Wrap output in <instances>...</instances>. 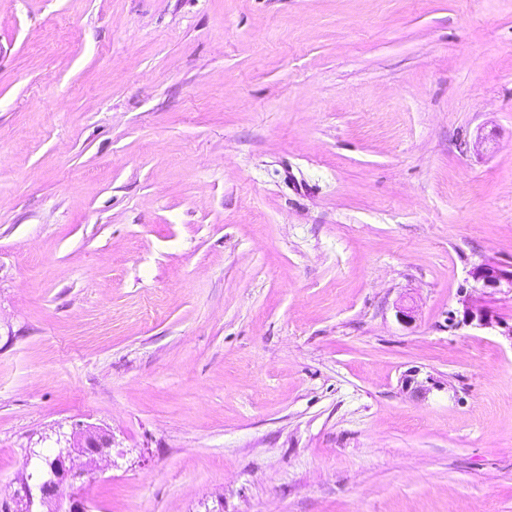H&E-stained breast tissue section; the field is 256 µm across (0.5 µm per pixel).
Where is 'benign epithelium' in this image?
I'll return each mask as SVG.
<instances>
[{
  "mask_svg": "<svg viewBox=\"0 0 512 512\" xmlns=\"http://www.w3.org/2000/svg\"><path fill=\"white\" fill-rule=\"evenodd\" d=\"M471 276L484 293L512 290V267L483 263ZM450 321L455 327L488 328L494 324L491 312L477 300L465 302L462 318L453 315ZM111 449L112 439L94 428L57 439L52 456L29 449V459L35 464L33 472L17 479L15 512H89L85 501L74 495L65 498L61 490L74 486L97 460L109 456Z\"/></svg>",
  "mask_w": 512,
  "mask_h": 512,
  "instance_id": "obj_1",
  "label": "benign epithelium"
}]
</instances>
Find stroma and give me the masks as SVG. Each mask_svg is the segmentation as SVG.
Segmentation results:
<instances>
[{
    "instance_id": "stroma-1",
    "label": "stroma",
    "mask_w": 512,
    "mask_h": 512,
    "mask_svg": "<svg viewBox=\"0 0 512 512\" xmlns=\"http://www.w3.org/2000/svg\"><path fill=\"white\" fill-rule=\"evenodd\" d=\"M487 262L512 0H0V512L88 425L92 512H512ZM451 325L459 327L461 325L473 326L476 328L493 327L495 320L491 312L484 307L478 300L466 301L463 308L462 319H457L453 314L450 318Z\"/></svg>"
}]
</instances>
